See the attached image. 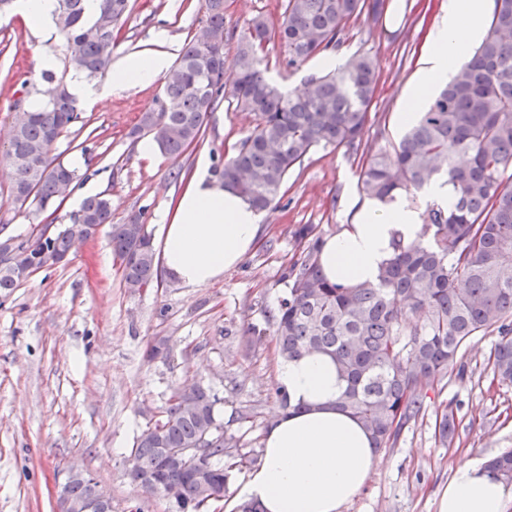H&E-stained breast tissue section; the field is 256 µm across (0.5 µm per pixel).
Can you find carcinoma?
Returning <instances> with one entry per match:
<instances>
[{
	"mask_svg": "<svg viewBox=\"0 0 512 512\" xmlns=\"http://www.w3.org/2000/svg\"><path fill=\"white\" fill-rule=\"evenodd\" d=\"M203 32L182 48L168 70L156 107L142 113L129 136H152L160 153L179 158L203 135L206 114L222 99L255 117L252 131L234 146L215 174L259 210L286 193L288 175L317 148L358 153L375 94V67L367 52L351 54L340 72L312 77L299 94L264 76L270 42L294 72L316 56L334 51L347 26L379 19L380 0H287L283 21L271 30L253 17L240 34L226 31L224 0H205ZM132 11L131 0H100L89 21L84 0H57L55 24L64 35L63 69L42 72L53 81L54 98L30 106L41 93L23 82L10 106L12 134L6 152L15 179L8 200L20 209L58 210L62 184L77 170L54 155L58 140L81 121L67 76L92 79L110 69L114 31ZM236 41L235 68L224 69L225 49ZM512 0H494L487 35L428 102L396 143L362 154L361 190L385 200L402 190L418 191L438 178L448 185L450 206L423 214L425 241L394 243V255L377 281L352 287L331 283L319 264L323 231L307 224L296 232L303 251L282 279L286 296L272 315L279 355L293 359L323 354L346 383L336 406L356 417L372 448L393 447L410 422L425 414L427 390L450 373L461 377L458 358L477 336L497 334L491 353L494 373L512 382ZM110 225L112 254L126 286L158 281L152 235L144 211L112 223L104 196L85 198L72 223L45 238L15 244V264H3L12 238L0 240V293L18 287L21 268L42 255L64 254L76 237L88 238ZM216 395L196 384L173 394L162 415L136 436L132 452L155 492L181 486L179 512H201L208 485L227 486L224 424ZM197 462L177 469L165 452L194 448ZM488 466L512 484V449L489 458Z\"/></svg>",
	"mask_w": 512,
	"mask_h": 512,
	"instance_id": "1",
	"label": "carcinoma"
}]
</instances>
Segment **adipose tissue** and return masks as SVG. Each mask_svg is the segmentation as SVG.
<instances>
[{
    "label": "adipose tissue",
    "instance_id": "adipose-tissue-1",
    "mask_svg": "<svg viewBox=\"0 0 512 512\" xmlns=\"http://www.w3.org/2000/svg\"><path fill=\"white\" fill-rule=\"evenodd\" d=\"M491 0H444L441 17L429 33L430 47L399 114L401 124L416 119L427 91L454 75L468 48L481 39ZM169 68L166 53L122 58L103 86L72 75L69 88L92 103L117 96L134 85L146 86ZM352 223L327 236L319 254L325 276L349 287L376 280L393 256V244L421 241L419 211L401 197L350 200ZM264 212L198 168L178 198L172 219L163 224L158 259L166 275L185 288H202L235 269L254 247ZM278 381L291 407L279 413L263 439V460L238 494L264 512H343L357 498L374 465L369 434L336 409L345 383L332 360L305 355L282 361ZM512 488L472 457L459 463L435 497V512H507Z\"/></svg>",
    "mask_w": 512,
    "mask_h": 512
}]
</instances>
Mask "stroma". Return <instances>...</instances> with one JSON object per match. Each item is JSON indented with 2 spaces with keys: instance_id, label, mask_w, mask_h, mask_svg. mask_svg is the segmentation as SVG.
Instances as JSON below:
<instances>
[{
  "instance_id": "stroma-1",
  "label": "stroma",
  "mask_w": 512,
  "mask_h": 512,
  "mask_svg": "<svg viewBox=\"0 0 512 512\" xmlns=\"http://www.w3.org/2000/svg\"><path fill=\"white\" fill-rule=\"evenodd\" d=\"M378 22L346 28L337 52L369 53L376 91L362 147L398 141L405 96L416 80L427 33L441 0H385ZM118 28L113 56L165 52L178 57L205 23L204 0H132ZM285 0H224L227 28L243 30L254 16L271 29L283 21ZM166 30L167 42L157 41ZM65 40L34 33L17 13L0 16V148L8 142L13 93L23 80L40 83L42 60L62 61ZM270 80L298 90L323 75L318 60L287 72L278 44L268 46ZM162 82L94 105H82L85 128H72L56 145L59 159L76 168L82 196L104 195L114 220L145 211L153 236L199 164L215 168L250 133L252 114L220 103L203 139L182 157L141 160L130 129L155 105ZM88 141L91 150L75 145ZM360 166L341 150L318 149L290 174L285 196L268 210L246 260L203 288L168 277L140 292L125 288L109 244L108 227L74 249L66 263L41 270L10 294L0 295V512H57L70 469L91 472L112 494V512H177L163 497L133 482L126 460L149 420L166 407L174 388L201 383L220 399L231 465L223 500L206 512H237V492L263 458V436L282 404L276 394L281 363L271 313L286 288L282 274L301 249L303 224L325 233L350 223L348 199L360 196ZM13 171L0 160V225L27 238L41 214L7 199ZM496 338H475L461 362L463 377L428 391L427 411L404 430L395 447L378 452L361 494L344 512H434L437 492L467 457H491L512 448V384L493 373ZM163 353L147 360L150 345ZM452 406L457 431L451 443L435 436V415Z\"/></svg>"
}]
</instances>
